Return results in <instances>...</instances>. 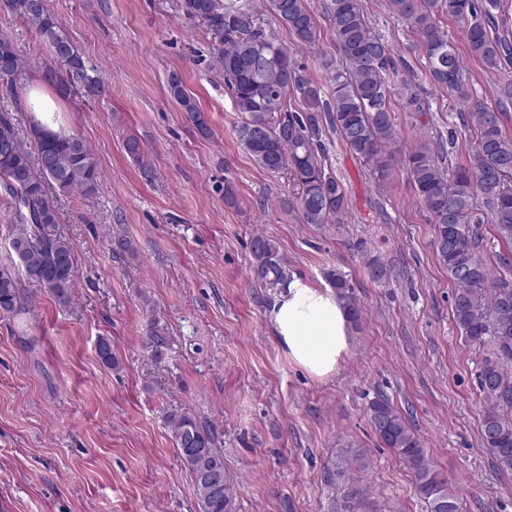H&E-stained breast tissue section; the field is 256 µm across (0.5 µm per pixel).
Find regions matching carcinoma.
I'll use <instances>...</instances> for the list:
<instances>
[{"instance_id":"obj_1","label":"carcinoma","mask_w":512,"mask_h":512,"mask_svg":"<svg viewBox=\"0 0 512 512\" xmlns=\"http://www.w3.org/2000/svg\"><path fill=\"white\" fill-rule=\"evenodd\" d=\"M388 14L406 22L418 37L426 60V75L468 109L476 139L466 160L450 169L442 166L444 145L418 142L406 156L413 188L435 224V251L455 284L452 318L466 340L488 347L477 372L484 402L480 435L495 469L512 475V135L503 124V107L512 103V82L501 87L495 107L472 102L463 79V56L439 23V15L466 23L469 54L488 70H498L503 41L492 35L489 22L500 0H386ZM184 17L211 34V68L224 76L236 109L247 115L237 138L255 163L270 173L284 172L295 190L283 207L297 212L304 224H337L348 209L345 188L326 169L323 134L330 128L355 158L386 180L392 156L386 146L398 138L390 99L398 94L411 112L429 109L409 79L399 72L391 46L369 26L362 0H323V10L344 65L323 67L331 93L301 73L288 47L268 36L265 17L284 26L294 42L316 44L318 29L308 0H265L259 10L250 0H178ZM0 11L18 19L46 44L59 65L48 69L49 81L67 97L94 96L98 85L86 74L83 57L48 5V0H0ZM25 61L13 38L0 34V89L19 101L16 77ZM168 93L202 133L208 130L203 111L185 90L179 76L168 82ZM300 95L295 109L290 95ZM32 140L35 148L27 146ZM98 160L77 134L55 133L32 123L21 134L17 118L0 113V183L14 201L19 223L13 225L10 261L0 264V314L23 310L21 280L49 292L60 304L69 303L77 277L72 243L55 233L61 223L54 196L79 189L94 196L100 184ZM482 201L494 238L503 245L490 265L483 258L485 237L473 223L474 202ZM250 270L257 283L277 290L288 285L290 271L278 247L257 235L250 243ZM344 301L351 324L361 311L350 299L347 281L329 274ZM370 424L384 448L410 470L417 494L428 512H460L459 499L448 487L409 417L384 396L367 406ZM177 455L193 481L200 512H234L235 494L215 448L211 430L192 417L173 412L168 418ZM366 466L364 455L348 447L334 462L337 492L334 512H377L368 487L356 473Z\"/></svg>"}]
</instances>
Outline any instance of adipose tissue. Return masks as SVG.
Returning <instances> with one entry per match:
<instances>
[{
  "label": "adipose tissue",
  "instance_id": "obj_1",
  "mask_svg": "<svg viewBox=\"0 0 512 512\" xmlns=\"http://www.w3.org/2000/svg\"><path fill=\"white\" fill-rule=\"evenodd\" d=\"M270 322L289 357L316 378L331 376L349 347V322L334 295L292 280Z\"/></svg>",
  "mask_w": 512,
  "mask_h": 512
}]
</instances>
